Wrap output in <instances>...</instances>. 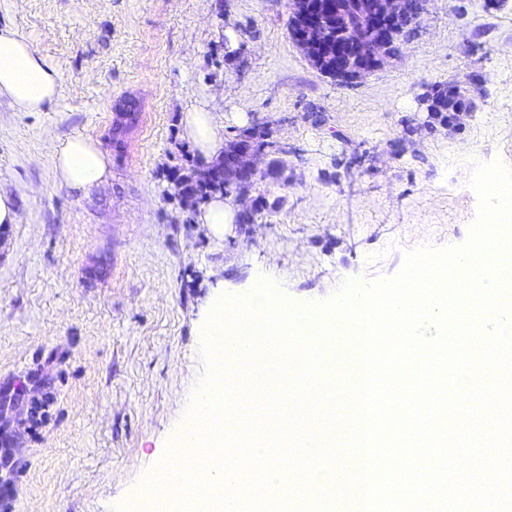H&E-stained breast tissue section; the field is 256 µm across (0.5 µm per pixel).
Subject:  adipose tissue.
<instances>
[{"mask_svg":"<svg viewBox=\"0 0 512 512\" xmlns=\"http://www.w3.org/2000/svg\"><path fill=\"white\" fill-rule=\"evenodd\" d=\"M61 74L14 28L0 27V98L16 112H39L59 98ZM184 135L204 163L217 159L223 140L209 107L189 110ZM109 157L92 138L76 135L58 144L53 155L56 178L68 189L85 192L106 183Z\"/></svg>","mask_w":512,"mask_h":512,"instance_id":"adipose-tissue-1","label":"adipose tissue"}]
</instances>
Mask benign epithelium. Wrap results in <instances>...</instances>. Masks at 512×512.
<instances>
[{"instance_id":"obj_1","label":"benign epithelium","mask_w":512,"mask_h":512,"mask_svg":"<svg viewBox=\"0 0 512 512\" xmlns=\"http://www.w3.org/2000/svg\"><path fill=\"white\" fill-rule=\"evenodd\" d=\"M291 39L303 52L317 49L336 57L328 76L352 83L383 68L392 57L387 53L386 36L396 31L409 14V0H289ZM481 75L473 73L458 82L463 87L460 100L448 107L442 124L457 127L463 116L472 112L474 92ZM263 150L248 148L237 159L236 171L226 175L222 159L206 167L202 179L217 183L229 176L250 182L271 175L261 168Z\"/></svg>"}]
</instances>
